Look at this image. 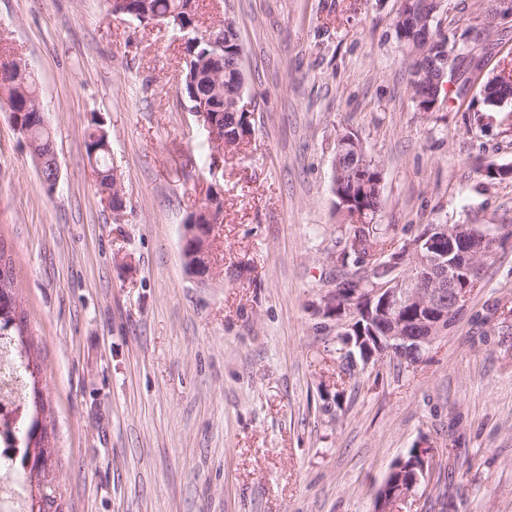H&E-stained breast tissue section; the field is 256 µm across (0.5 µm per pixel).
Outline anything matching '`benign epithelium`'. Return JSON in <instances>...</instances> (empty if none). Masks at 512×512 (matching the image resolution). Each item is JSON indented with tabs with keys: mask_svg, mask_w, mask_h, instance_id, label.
I'll return each instance as SVG.
<instances>
[{
	"mask_svg": "<svg viewBox=\"0 0 512 512\" xmlns=\"http://www.w3.org/2000/svg\"><path fill=\"white\" fill-rule=\"evenodd\" d=\"M426 8L419 15L416 34L412 38L400 35L401 43H409L408 52L414 59L419 71L416 102L426 101L434 110L438 107L440 88L445 86L448 72L437 67V62L453 58L457 61L474 59L471 69L480 67L479 59L474 57L471 47L459 46L440 26L433 25L437 14L443 6L442 0H426ZM512 23V0H494L490 14L474 26L477 36H489L496 32L502 23ZM27 68L23 64L0 73V99L8 100V89L20 81ZM219 83L209 85L203 92L194 88L193 97L201 103L196 116L205 121L209 137L224 145L232 144L225 135L221 118L223 112L215 111V102L224 100V112L249 122L250 113L242 106L243 91L234 95H221ZM480 94L488 98L499 112H507L512 106V92L506 90L498 73H493L480 87ZM35 156L42 184L49 190L55 189L59 180V161L52 142L42 144L33 139L32 129L18 127ZM351 164L354 168H363L366 164L365 154L358 142L351 138L338 140L334 163L333 189L345 183L343 166ZM51 166L53 175H44L45 166ZM103 196L111 200L112 211L120 213L125 208L121 181L117 174H112L111 187L105 189ZM221 194L213 191L207 194L205 203L197 209L195 217L184 225L182 251L184 260L189 264V273L200 282L209 279L212 273L211 240L215 225L221 223L223 209L220 206ZM484 256L479 239L464 227L451 228L445 224H430L412 240L405 249L391 256L384 263H377L373 268L384 269L397 274V278L380 280L370 288H362L350 301H345L342 289L335 288L323 299L322 313L326 317H339L351 310L349 303L358 306L357 315L369 318L378 316L384 327L389 347L373 350L371 345L363 346L362 360L370 361L377 354H395L403 360L416 361L418 353L434 344L437 338L448 328L453 316L459 315L469 301L466 286L482 279ZM423 460V478H415L408 485H398L391 492V501L407 499L430 479L433 471L431 447L425 442L418 445Z\"/></svg>",
	"mask_w": 512,
	"mask_h": 512,
	"instance_id": "obj_1",
	"label": "benign epithelium"
}]
</instances>
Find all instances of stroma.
<instances>
[{"label":"stroma","instance_id":"1","mask_svg":"<svg viewBox=\"0 0 512 512\" xmlns=\"http://www.w3.org/2000/svg\"><path fill=\"white\" fill-rule=\"evenodd\" d=\"M482 0H449L461 42ZM399 0H198L243 46L252 134L214 149L179 97L182 46L107 0H0V41L27 64L60 164L54 190L0 112V243L27 322L58 512H374L394 461L427 440L433 477L402 512H512V124L479 125L482 77L449 76L418 111ZM109 132L113 214L85 150ZM355 133L383 169L378 224H496L497 260L414 365L337 376L342 322L319 313L342 272L331 192ZM212 275L182 234L210 187Z\"/></svg>","mask_w":512,"mask_h":512}]
</instances>
